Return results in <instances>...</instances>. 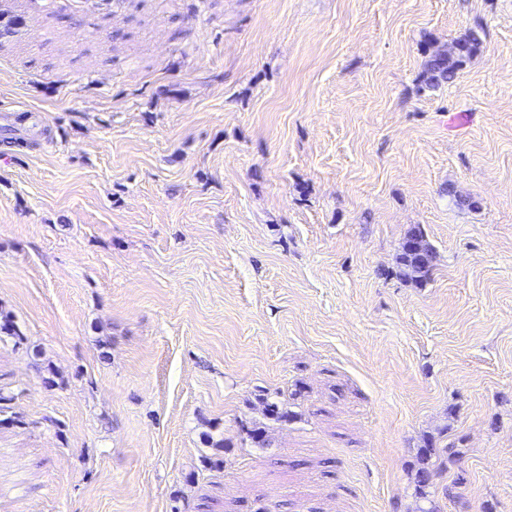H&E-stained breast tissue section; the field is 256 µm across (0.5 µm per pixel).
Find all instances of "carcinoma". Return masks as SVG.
<instances>
[{
  "instance_id": "cac0c4a2",
  "label": "carcinoma",
  "mask_w": 512,
  "mask_h": 512,
  "mask_svg": "<svg viewBox=\"0 0 512 512\" xmlns=\"http://www.w3.org/2000/svg\"><path fill=\"white\" fill-rule=\"evenodd\" d=\"M482 40L480 32L470 30L463 36L453 41L452 49L443 53L428 48L424 52L423 83L429 89H437L442 85L452 82L462 66L472 58L480 49ZM400 272L404 276L420 282L428 281L434 269V252L427 242L421 229L413 230L401 244L399 254ZM248 438L251 442L264 448L271 445V438L267 427L253 425L247 428ZM232 440L220 438L211 442L214 453L202 456V466L207 470H218L224 460L220 452L230 447ZM463 457V449L456 442H448L444 445L437 444L435 438L423 440V445L418 448L416 465L414 467L413 483L415 498L418 502L415 512H437L436 505L431 499V491L441 490L446 497L453 496V489L464 484L466 478L460 464ZM458 469L451 485H440L439 479L448 471Z\"/></svg>"
}]
</instances>
